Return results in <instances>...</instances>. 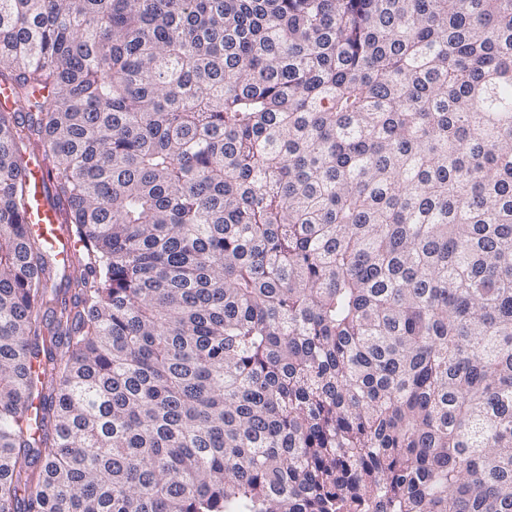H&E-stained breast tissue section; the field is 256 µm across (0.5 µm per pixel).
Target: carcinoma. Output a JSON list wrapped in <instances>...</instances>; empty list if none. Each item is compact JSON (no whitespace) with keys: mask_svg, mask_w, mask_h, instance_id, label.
Masks as SVG:
<instances>
[{"mask_svg":"<svg viewBox=\"0 0 512 512\" xmlns=\"http://www.w3.org/2000/svg\"><path fill=\"white\" fill-rule=\"evenodd\" d=\"M0 87V512H512V0H0ZM29 171L33 181V202L28 211V224L31 229L43 235L52 245L57 259L67 263L75 244L67 237L60 209L48 196L44 164L40 160H30Z\"/></svg>","mask_w":512,"mask_h":512,"instance_id":"carcinoma-1","label":"carcinoma"}]
</instances>
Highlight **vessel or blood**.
Segmentation results:
<instances>
[{
    "instance_id": "b4317fda",
    "label": "vessel or blood",
    "mask_w": 512,
    "mask_h": 512,
    "mask_svg": "<svg viewBox=\"0 0 512 512\" xmlns=\"http://www.w3.org/2000/svg\"><path fill=\"white\" fill-rule=\"evenodd\" d=\"M29 171L33 181V202L28 211V222L52 245L59 261H68L74 243L65 233L59 208L48 195L44 165L41 161H32Z\"/></svg>"
}]
</instances>
